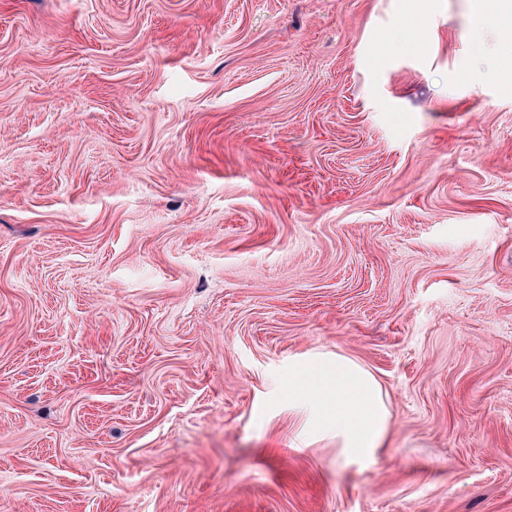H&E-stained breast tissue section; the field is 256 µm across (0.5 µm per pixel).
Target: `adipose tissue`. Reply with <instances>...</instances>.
Instances as JSON below:
<instances>
[{
    "label": "adipose tissue",
    "instance_id": "adipose-tissue-1",
    "mask_svg": "<svg viewBox=\"0 0 512 512\" xmlns=\"http://www.w3.org/2000/svg\"><path fill=\"white\" fill-rule=\"evenodd\" d=\"M288 401L306 414L301 439L332 437L348 462L372 460L381 448L388 411L367 370L344 357L303 356L288 370Z\"/></svg>",
    "mask_w": 512,
    "mask_h": 512
}]
</instances>
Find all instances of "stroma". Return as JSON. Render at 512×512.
Segmentation results:
<instances>
[{"mask_svg":"<svg viewBox=\"0 0 512 512\" xmlns=\"http://www.w3.org/2000/svg\"><path fill=\"white\" fill-rule=\"evenodd\" d=\"M419 3L0 0V512H512V22ZM288 401L306 414L300 439L336 437L350 463L372 460L383 444L389 417L379 386L342 356H302L288 369Z\"/></svg>","mask_w":512,"mask_h":512,"instance_id":"stroma-1","label":"stroma"}]
</instances>
